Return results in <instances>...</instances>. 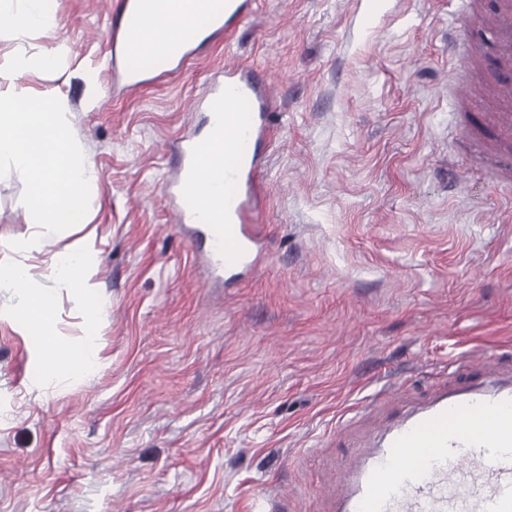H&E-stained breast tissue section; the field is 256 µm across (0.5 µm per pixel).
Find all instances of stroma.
Instances as JSON below:
<instances>
[{
    "mask_svg": "<svg viewBox=\"0 0 512 512\" xmlns=\"http://www.w3.org/2000/svg\"><path fill=\"white\" fill-rule=\"evenodd\" d=\"M50 7L55 25L24 39L0 26V66L64 51L10 80L65 95L95 167L100 363L46 376L0 292V512H267L280 491L287 512H319L349 458L338 422L379 430L392 388L420 397L460 359L512 366V183L492 184L453 114L471 51L448 50L455 0H258L133 90L112 68L113 0ZM228 63L262 76L272 107L263 248L226 286L162 189ZM23 189L0 177V259L39 266L72 238L41 236ZM52 289L79 346L84 297Z\"/></svg>",
    "mask_w": 512,
    "mask_h": 512,
    "instance_id": "stroma-1",
    "label": "stroma"
}]
</instances>
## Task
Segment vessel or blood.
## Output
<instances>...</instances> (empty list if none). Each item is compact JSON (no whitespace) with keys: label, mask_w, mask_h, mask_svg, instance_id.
<instances>
[{"label":"vessel or blood","mask_w":512,"mask_h":512,"mask_svg":"<svg viewBox=\"0 0 512 512\" xmlns=\"http://www.w3.org/2000/svg\"><path fill=\"white\" fill-rule=\"evenodd\" d=\"M465 17L448 34L458 42L471 21L494 35L498 67L506 71L493 96L500 109L480 112L466 132L475 152L485 159L494 181H512V167L495 162L498 145L512 143V0H499L493 13L479 0H463ZM140 0H118L113 44L128 49ZM252 0H224L212 12L214 32L251 12ZM201 106L222 120L224 147L234 155L224 172V208L213 214L205 233L213 269L234 273L257 260L260 214L254 200L259 168L255 152L264 136L268 110L254 81L243 79L233 65L214 83ZM209 144L186 136L180 143L176 173L164 196L181 223L197 215L192 196L213 179L207 160ZM327 512H512V376L485 377L458 385L439 382L436 391L391 419L377 434L354 441Z\"/></svg>","instance_id":"obj_1"}]
</instances>
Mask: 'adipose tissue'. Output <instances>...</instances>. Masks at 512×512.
I'll return each instance as SVG.
<instances>
[{"label":"adipose tissue","instance_id":"obj_1","mask_svg":"<svg viewBox=\"0 0 512 512\" xmlns=\"http://www.w3.org/2000/svg\"><path fill=\"white\" fill-rule=\"evenodd\" d=\"M200 15L193 12L162 19L155 14L150 0H143L136 25L138 35L129 50L130 56L157 57L160 50L174 46L185 31L198 28ZM84 239L74 240L64 250L45 262L40 274L29 267L0 260V288L11 290L17 298L12 311L30 335L42 336L44 370L55 375L62 365L83 369L98 358L100 347L95 336L97 315L101 309L98 296H91L85 315L86 338L80 352L74 353L55 338L53 323L54 296L47 284L64 281L81 290H88L90 264L86 260Z\"/></svg>","mask_w":512,"mask_h":512}]
</instances>
